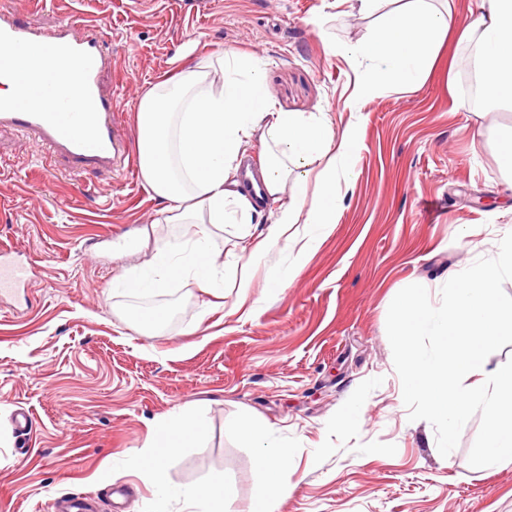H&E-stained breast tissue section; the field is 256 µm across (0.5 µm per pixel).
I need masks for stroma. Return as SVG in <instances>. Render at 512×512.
I'll list each match as a JSON object with an SVG mask.
<instances>
[{
	"label": "stroma",
	"instance_id": "1",
	"mask_svg": "<svg viewBox=\"0 0 512 512\" xmlns=\"http://www.w3.org/2000/svg\"><path fill=\"white\" fill-rule=\"evenodd\" d=\"M328 2L0 0L48 32L74 12L96 17L112 59L102 86L128 146L139 100L190 45L199 57L263 54L278 109L358 127L354 179L332 226L308 251H264L243 298L233 271L260 237L229 224L212 231L223 296L191 279L150 294L113 289L155 247L189 243L195 225L162 223L164 204L140 172L77 168L35 134L0 128V240L38 267L25 299L0 302V512H50L75 495L97 512H143L156 501L136 474L151 426L196 405L205 433L168 481L190 488L223 475L232 512H246L260 482L238 433L246 415L292 450L279 512H512V461L468 462L480 416L445 457L432 425L409 420L386 332L399 291L417 283L439 304L450 274L495 255L512 232V176L496 152L512 110L476 114L472 48L452 39L426 80L350 111L354 68L308 23ZM335 11L337 43L377 27L350 0ZM106 236L145 244L119 259L108 245L84 252ZM142 306L165 320L144 326L133 314ZM20 408L32 419L23 438L12 425Z\"/></svg>",
	"mask_w": 512,
	"mask_h": 512
}]
</instances>
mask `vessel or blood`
Wrapping results in <instances>:
<instances>
[{"label":"vessel or blood","instance_id":"1","mask_svg":"<svg viewBox=\"0 0 512 512\" xmlns=\"http://www.w3.org/2000/svg\"><path fill=\"white\" fill-rule=\"evenodd\" d=\"M105 37L96 21L74 15L45 33L0 13V74L11 73L33 52L68 67L66 78L83 92L71 102L51 79L24 84L12 98L0 99V127L37 133L79 167L106 168L125 156L126 145L115 135L117 115L111 96L101 84L111 61L103 49ZM35 276L34 265L11 247L0 245V297H16Z\"/></svg>","mask_w":512,"mask_h":512}]
</instances>
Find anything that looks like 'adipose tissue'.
I'll return each mask as SVG.
<instances>
[{
  "label": "adipose tissue",
  "mask_w": 512,
  "mask_h": 512,
  "mask_svg": "<svg viewBox=\"0 0 512 512\" xmlns=\"http://www.w3.org/2000/svg\"><path fill=\"white\" fill-rule=\"evenodd\" d=\"M385 0H359L360 12L381 13L369 40L338 46L357 71L355 98L390 87L408 88L431 70L456 18L433 0H404L385 10ZM473 40L469 65L474 73L478 108L489 113L512 109V0H478L474 20L462 33ZM219 64L224 82L209 88L212 64ZM175 59V78L146 93L137 116V155L144 181L164 201L168 224L242 227L261 224L265 212L237 177L246 156L245 143L258 139L265 164L259 171L267 198L278 214L264 239L276 246L291 229L316 240L333 222L335 202L353 168L356 148L353 126L336 129L328 114L302 116L277 111L265 84L269 61L259 54L225 52L218 62ZM214 246L202 232L181 252L159 246L140 274L118 275L112 285L133 292L158 291L171 280L194 275L199 287H214ZM255 450L262 485L249 512H278L291 490V450L276 443L271 430L246 420L240 429ZM155 444L140 460L142 479L162 496L182 497L196 512H224L230 492L216 476L191 489L175 490L168 470L180 449L203 435L194 412L162 418L153 427Z\"/></svg>",
  "instance_id": "1"
}]
</instances>
